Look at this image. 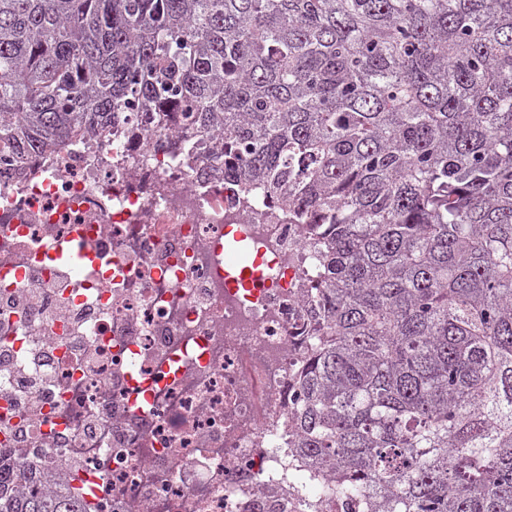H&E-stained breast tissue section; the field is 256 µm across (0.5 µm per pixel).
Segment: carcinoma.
Segmentation results:
<instances>
[{"label": "carcinoma", "instance_id": "carcinoma-1", "mask_svg": "<svg viewBox=\"0 0 512 512\" xmlns=\"http://www.w3.org/2000/svg\"><path fill=\"white\" fill-rule=\"evenodd\" d=\"M320 235L294 382L325 504L512 512V0H0V156L129 100ZM0 512H84L0 474Z\"/></svg>", "mask_w": 512, "mask_h": 512}]
</instances>
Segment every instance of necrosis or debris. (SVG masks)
<instances>
[{
    "label": "necrosis or debris",
    "instance_id": "1",
    "mask_svg": "<svg viewBox=\"0 0 512 512\" xmlns=\"http://www.w3.org/2000/svg\"><path fill=\"white\" fill-rule=\"evenodd\" d=\"M131 107L53 152L0 160V470L85 512H321L292 380L316 334L321 244ZM256 261L236 288L224 244ZM80 241L74 268L61 252Z\"/></svg>",
    "mask_w": 512,
    "mask_h": 512
}]
</instances>
